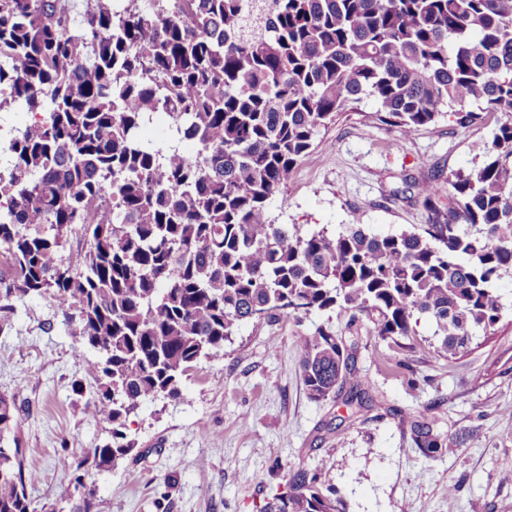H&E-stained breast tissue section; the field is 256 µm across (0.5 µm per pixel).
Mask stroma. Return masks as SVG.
<instances>
[{"mask_svg": "<svg viewBox=\"0 0 512 512\" xmlns=\"http://www.w3.org/2000/svg\"><path fill=\"white\" fill-rule=\"evenodd\" d=\"M376 109L366 98L320 131L269 204L276 223L332 234L351 224L375 235L421 230L430 214L420 196L434 175L473 166L503 120L488 114L462 127L447 111L405 139L372 119ZM405 177L416 182L410 200L391 194ZM497 288L502 318L455 359L436 354L435 325L424 316L410 350L364 335L355 367L372 403L362 410L312 401L301 380L300 337L324 323L343 332L342 320L313 313L241 325L223 356L183 379L180 398L130 416L135 449L94 474L92 512H260L284 491L287 470L302 465L318 469L320 491L346 512H512V482L503 478L512 472V277ZM75 332L45 297L17 304L0 327V394L16 399L15 434L40 473L27 487L39 512H76L61 459L84 458L110 438L83 409L97 381L74 364ZM413 411L435 418L452 454L421 456L401 422Z\"/></svg>", "mask_w": 512, "mask_h": 512, "instance_id": "stroma-1", "label": "stroma"}]
</instances>
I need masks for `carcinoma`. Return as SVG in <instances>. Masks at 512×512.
Listing matches in <instances>:
<instances>
[{
  "label": "carcinoma",
  "instance_id": "1",
  "mask_svg": "<svg viewBox=\"0 0 512 512\" xmlns=\"http://www.w3.org/2000/svg\"><path fill=\"white\" fill-rule=\"evenodd\" d=\"M0 0V112L33 121L0 133V313L50 298L77 323L78 367L97 353L84 410L109 426L98 471L134 449L129 417L182 396V380L252 313L272 320L333 312L300 337L316 402L364 405L359 327L402 350L419 317L452 359L502 318L496 283L512 276V0ZM366 97L408 138L455 105L507 120L422 200V231L372 235L277 224L269 201L317 132ZM157 113L171 143L142 128ZM190 143L191 153L180 150ZM448 204L439 206L440 195ZM82 247L66 252L72 234ZM421 454L449 453L419 412L403 419ZM17 426L0 395V434ZM77 512H91L84 463L67 464ZM39 473L0 448V512H35ZM262 512H340L299 467Z\"/></svg>",
  "mask_w": 512,
  "mask_h": 512
}]
</instances>
